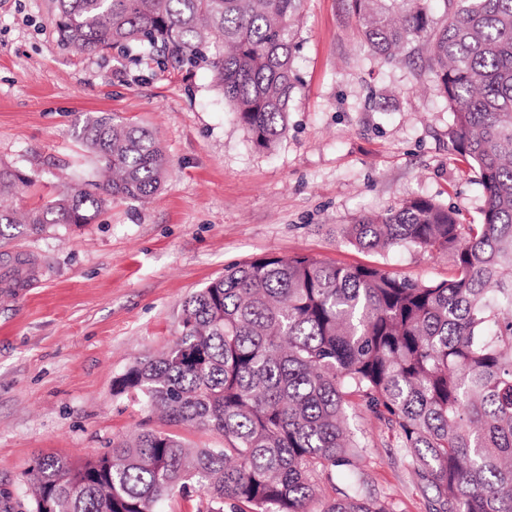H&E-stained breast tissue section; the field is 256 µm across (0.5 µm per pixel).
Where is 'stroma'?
<instances>
[{
	"label": "stroma",
	"instance_id": "35a3bbf8",
	"mask_svg": "<svg viewBox=\"0 0 512 512\" xmlns=\"http://www.w3.org/2000/svg\"><path fill=\"white\" fill-rule=\"evenodd\" d=\"M54 0H0V162L21 174L15 204L87 180L96 162L78 132L113 114L157 137L168 160L146 202L115 200L90 224H56L0 259V512H22L23 474L46 454L96 455L145 428L147 414L113 383L136 358L176 340L183 304L226 265L263 254L378 265L422 282L451 258L348 246L337 225L427 197L478 223L485 191L452 148V116L402 62L376 60L349 0H304L288 131L255 147L206 64H157L152 53L78 54L61 41ZM369 450L368 494L396 512H428L426 494L379 422L351 415Z\"/></svg>",
	"mask_w": 512,
	"mask_h": 512
}]
</instances>
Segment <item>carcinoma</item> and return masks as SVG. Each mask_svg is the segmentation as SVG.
<instances>
[{
    "label": "carcinoma",
    "instance_id": "carcinoma-1",
    "mask_svg": "<svg viewBox=\"0 0 512 512\" xmlns=\"http://www.w3.org/2000/svg\"><path fill=\"white\" fill-rule=\"evenodd\" d=\"M303 0H55L61 40L79 54L160 49L209 66L258 148L288 129ZM350 0L383 62L420 60L452 115L448 137L485 190L481 221L425 197L336 227L358 250L446 253L456 276L428 284L369 265L261 255L183 305L179 337L136 361L132 394L167 430L112 441L87 459L47 455L28 471L31 512H393L361 477L368 444L350 398L398 440L430 493L429 512H512V0ZM78 138L95 180L29 208L0 209V246L52 224H89L113 198L146 201L167 162L152 132L103 114ZM23 180L0 165V196ZM222 448H190L171 428ZM187 445L194 448H222L224 439L200 429H179Z\"/></svg>",
    "mask_w": 512,
    "mask_h": 512
}]
</instances>
